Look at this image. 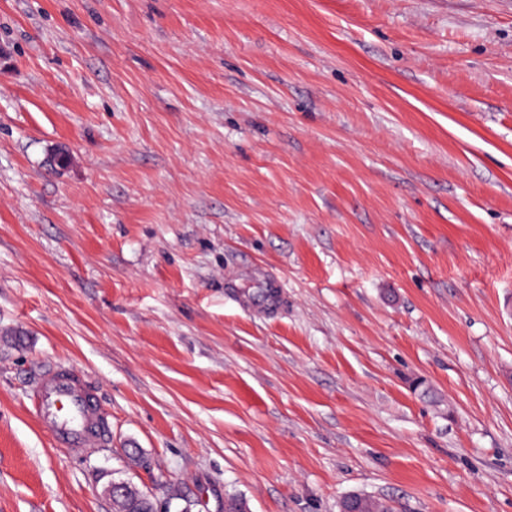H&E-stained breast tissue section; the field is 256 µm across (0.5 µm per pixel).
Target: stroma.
I'll return each mask as SVG.
<instances>
[{
  "label": "stroma",
  "instance_id": "35a3bbf8",
  "mask_svg": "<svg viewBox=\"0 0 512 512\" xmlns=\"http://www.w3.org/2000/svg\"><path fill=\"white\" fill-rule=\"evenodd\" d=\"M114 480L512 512V0H0V512ZM32 401V413L64 448H95L105 444L96 392L76 370L54 369Z\"/></svg>",
  "mask_w": 512,
  "mask_h": 512
}]
</instances>
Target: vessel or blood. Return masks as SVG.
Masks as SVG:
<instances>
[{
	"label": "vessel or blood",
	"instance_id": "obj_1",
	"mask_svg": "<svg viewBox=\"0 0 512 512\" xmlns=\"http://www.w3.org/2000/svg\"><path fill=\"white\" fill-rule=\"evenodd\" d=\"M32 412L60 446L78 450L106 441L97 395L76 370H54L39 385Z\"/></svg>",
	"mask_w": 512,
	"mask_h": 512
}]
</instances>
